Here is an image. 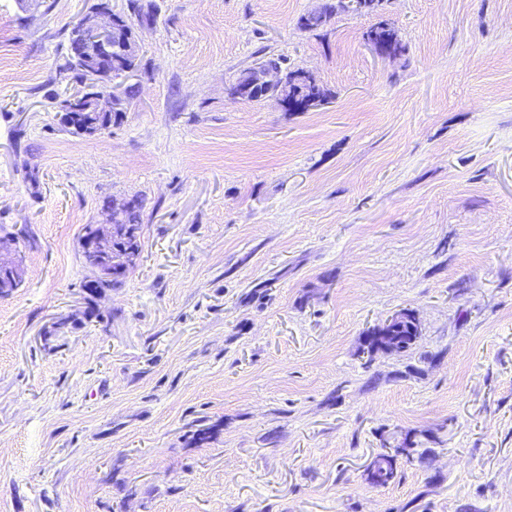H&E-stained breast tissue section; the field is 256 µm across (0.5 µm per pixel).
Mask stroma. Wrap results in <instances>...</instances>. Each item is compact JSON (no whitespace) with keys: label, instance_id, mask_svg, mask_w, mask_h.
<instances>
[{"label":"stroma","instance_id":"obj_1","mask_svg":"<svg viewBox=\"0 0 512 512\" xmlns=\"http://www.w3.org/2000/svg\"><path fill=\"white\" fill-rule=\"evenodd\" d=\"M95 0H0V512H512V0H139L102 134L54 95ZM395 27L378 54L366 31ZM329 92L230 86L261 50ZM144 201L95 297L82 228ZM408 311L404 353L363 354ZM206 440L195 438L197 430ZM398 475L369 483L378 453ZM365 36L373 37L385 51L399 53L402 51V44L397 30L387 22H379L371 27Z\"/></svg>","mask_w":512,"mask_h":512}]
</instances>
